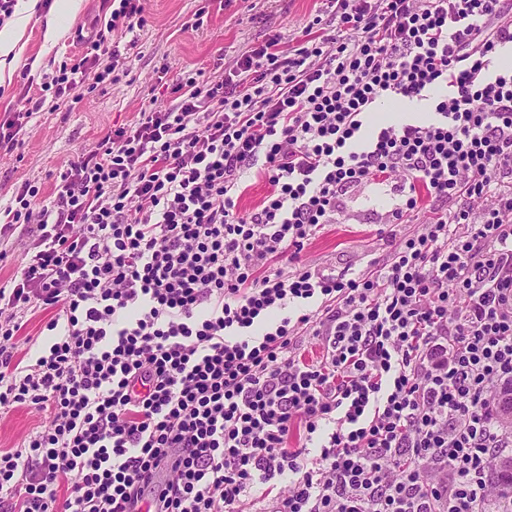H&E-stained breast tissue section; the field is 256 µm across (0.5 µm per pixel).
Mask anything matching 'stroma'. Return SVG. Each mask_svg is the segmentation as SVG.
Returning <instances> with one entry per match:
<instances>
[{"label": "stroma", "instance_id": "1", "mask_svg": "<svg viewBox=\"0 0 512 512\" xmlns=\"http://www.w3.org/2000/svg\"><path fill=\"white\" fill-rule=\"evenodd\" d=\"M76 16L56 43L44 34L50 12L37 8L22 39V51L9 84H0V118L16 106L25 84L23 70L35 81L32 97L41 93L43 75L55 74L62 64H74L84 55L85 41L96 23L106 22L111 0H79ZM144 24L134 31L112 32L109 45L118 51L117 76L79 90L71 106L33 114L20 144L0 154V208L11 206L16 187L31 183L42 198H51L60 172L82 154L94 150L111 129L139 119L155 101L174 105L166 87L197 75L214 82L228 77L243 53L280 37L284 46H299L306 32L328 33L334 18L323 0H144ZM428 101L379 100L366 118L367 130L388 121H430ZM396 202L389 185H370L348 194L334 223L323 226L313 240L308 257L325 272H358L380 256L377 237L383 214ZM27 224H16L0 238V287L19 275L32 246Z\"/></svg>", "mask_w": 512, "mask_h": 512}]
</instances>
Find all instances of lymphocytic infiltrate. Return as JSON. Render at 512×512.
I'll use <instances>...</instances> for the list:
<instances>
[{
    "mask_svg": "<svg viewBox=\"0 0 512 512\" xmlns=\"http://www.w3.org/2000/svg\"><path fill=\"white\" fill-rule=\"evenodd\" d=\"M326 2L335 34L177 82L176 106L61 173L52 207L26 183L6 209L36 238L0 289V414L49 424L0 449V512H500L512 68L491 63L512 0ZM143 10L120 0L51 98L20 92L0 148L111 75L108 36ZM381 98L432 100L436 118L363 138ZM253 167L272 190L243 215ZM386 183L389 252L353 277L313 266L343 198ZM41 308L55 340L25 365L17 337Z\"/></svg>",
    "mask_w": 512,
    "mask_h": 512,
    "instance_id": "lymphocytic-infiltrate-1",
    "label": "lymphocytic infiltrate"
}]
</instances>
